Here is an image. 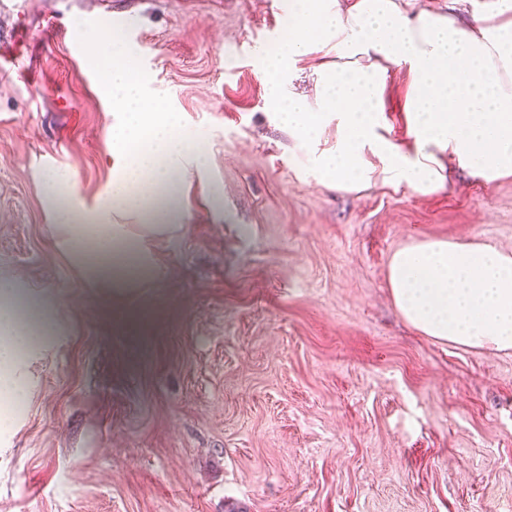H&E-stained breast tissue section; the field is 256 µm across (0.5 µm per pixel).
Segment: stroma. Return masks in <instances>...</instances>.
Returning a JSON list of instances; mask_svg holds the SVG:
<instances>
[{"mask_svg":"<svg viewBox=\"0 0 512 512\" xmlns=\"http://www.w3.org/2000/svg\"><path fill=\"white\" fill-rule=\"evenodd\" d=\"M133 9L131 69L202 139L186 223L153 244L141 320L87 288L42 193L90 209L112 191L110 56L92 19ZM280 0H0V283L47 304L0 429V512H506L512 350L455 346L401 316L393 253L428 239L512 250V176L454 170L428 196L339 192L272 112L257 57ZM409 75L383 96L406 140Z\"/></svg>","mask_w":512,"mask_h":512,"instance_id":"35a3bbf8","label":"stroma"}]
</instances>
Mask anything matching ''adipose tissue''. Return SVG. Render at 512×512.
<instances>
[{"label": "adipose tissue", "instance_id": "obj_1", "mask_svg": "<svg viewBox=\"0 0 512 512\" xmlns=\"http://www.w3.org/2000/svg\"><path fill=\"white\" fill-rule=\"evenodd\" d=\"M468 2L463 25L454 12L417 0H284L287 31L258 68L290 131L314 141L324 120H335L336 147L314 158L316 178L339 191L377 179L426 196L445 189L454 166L488 184L512 176V0ZM316 53L325 57L315 70L317 112L302 97L280 95L290 66ZM392 66L411 77L405 145L387 135L383 116ZM112 107L122 116L112 153L125 163L111 197L86 213L69 205V190L57 180L42 190L60 203L71 254L88 282L109 289L111 305L125 308L124 287L155 277L152 239L184 223L175 162L202 159L204 146L183 136L176 116L150 101L121 64L112 68ZM150 200L157 220L140 236L106 226L112 208L142 213ZM387 281L401 315L423 334L465 348L512 350L511 252L487 242L423 241L393 254ZM125 310L127 320L138 318L137 310ZM16 313L0 304V363L9 366L17 350L43 343L52 325L45 311L24 326Z\"/></svg>", "mask_w": 512, "mask_h": 512}]
</instances>
